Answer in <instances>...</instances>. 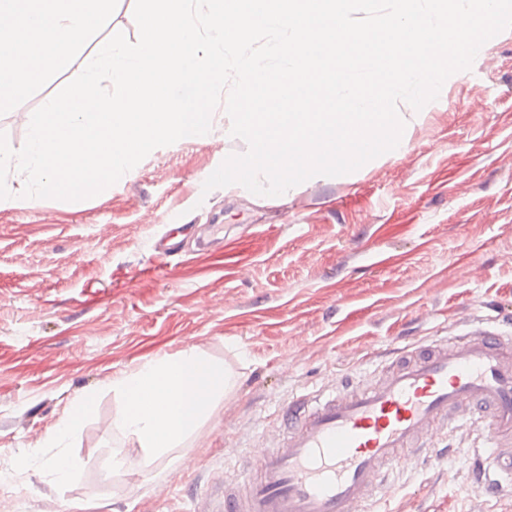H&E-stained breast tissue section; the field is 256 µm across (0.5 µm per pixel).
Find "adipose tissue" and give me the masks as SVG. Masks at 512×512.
<instances>
[{"label": "adipose tissue", "instance_id": "obj_1", "mask_svg": "<svg viewBox=\"0 0 512 512\" xmlns=\"http://www.w3.org/2000/svg\"><path fill=\"white\" fill-rule=\"evenodd\" d=\"M111 10L112 0H0V107L10 108L47 73L70 64ZM232 386L222 362L187 346L113 381L125 398L113 425L139 445L149 467L183 447ZM92 404L89 394L76 399L48 438L60 449L49 468L58 483L69 482L77 467L61 447L79 433Z\"/></svg>", "mask_w": 512, "mask_h": 512}]
</instances>
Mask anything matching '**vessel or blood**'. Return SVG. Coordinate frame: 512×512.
Here are the masks:
<instances>
[{"label": "vessel or blood", "mask_w": 512, "mask_h": 512, "mask_svg": "<svg viewBox=\"0 0 512 512\" xmlns=\"http://www.w3.org/2000/svg\"><path fill=\"white\" fill-rule=\"evenodd\" d=\"M461 420L490 449L479 489L512 486V332L409 342L368 378L293 396L260 448L200 493L197 512H377L389 472L439 459Z\"/></svg>", "instance_id": "obj_1"}]
</instances>
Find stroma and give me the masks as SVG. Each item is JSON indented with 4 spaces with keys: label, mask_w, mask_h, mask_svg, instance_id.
Listing matches in <instances>:
<instances>
[{
    "label": "stroma",
    "mask_w": 512,
    "mask_h": 512,
    "mask_svg": "<svg viewBox=\"0 0 512 512\" xmlns=\"http://www.w3.org/2000/svg\"><path fill=\"white\" fill-rule=\"evenodd\" d=\"M82 70L48 74L0 132L20 149L25 113ZM405 149L277 197L238 186L203 192L247 144L217 109L208 134L154 149L111 188L81 201L0 200V512H190L220 482L232 449L257 447L288 398L370 376L389 349L512 321V28L452 74L421 110L402 103ZM170 225L182 251L151 275L154 235ZM222 252L196 250L207 225ZM192 345L237 377L177 463L139 474L141 451L113 425L112 381L154 355ZM95 397L67 452L62 485L46 437L77 396ZM462 453L393 471L391 512H512V492L474 490L472 427ZM122 465L111 476L112 458ZM76 467L77 464L74 458L65 452H61L54 457L49 472L58 483L65 484L72 478Z\"/></svg>",
    "instance_id": "obj_1"
}]
</instances>
